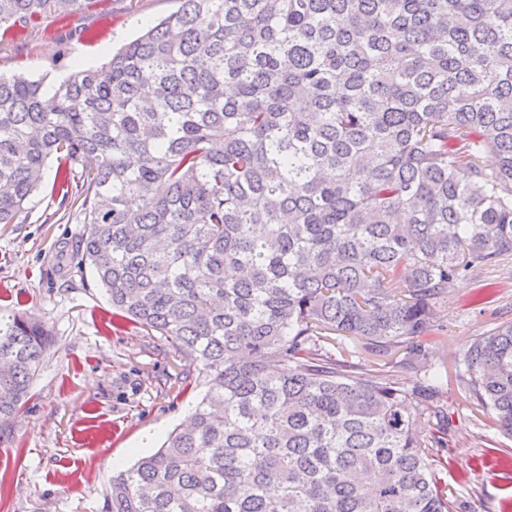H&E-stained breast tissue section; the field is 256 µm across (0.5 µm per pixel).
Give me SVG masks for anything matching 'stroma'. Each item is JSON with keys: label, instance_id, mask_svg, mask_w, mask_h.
I'll use <instances>...</instances> for the list:
<instances>
[{"label": "stroma", "instance_id": "obj_1", "mask_svg": "<svg viewBox=\"0 0 512 512\" xmlns=\"http://www.w3.org/2000/svg\"><path fill=\"white\" fill-rule=\"evenodd\" d=\"M181 0H88L39 29L0 44V72L59 80L74 66L97 69ZM49 162L19 223L0 226V310L44 323L50 346L32 398L0 426V512H103L117 469L154 452L209 384L156 333L113 315L108 297L75 249L84 232L54 188ZM497 285L464 278L448 288L431 338V371L403 369L405 385L439 374L448 411L442 478L457 512H512V437L489 420L457 380L471 340L512 319V258Z\"/></svg>", "mask_w": 512, "mask_h": 512}]
</instances>
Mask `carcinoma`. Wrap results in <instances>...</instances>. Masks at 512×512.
<instances>
[{
	"instance_id": "carcinoma-1",
	"label": "carcinoma",
	"mask_w": 512,
	"mask_h": 512,
	"mask_svg": "<svg viewBox=\"0 0 512 512\" xmlns=\"http://www.w3.org/2000/svg\"><path fill=\"white\" fill-rule=\"evenodd\" d=\"M85 5L0 0V41ZM44 88L0 72V224L63 160L81 263L210 383L105 512H456L437 386L343 340L424 366L448 284L512 256V0H182ZM48 336L0 315L1 423ZM463 362L512 437V321Z\"/></svg>"
}]
</instances>
